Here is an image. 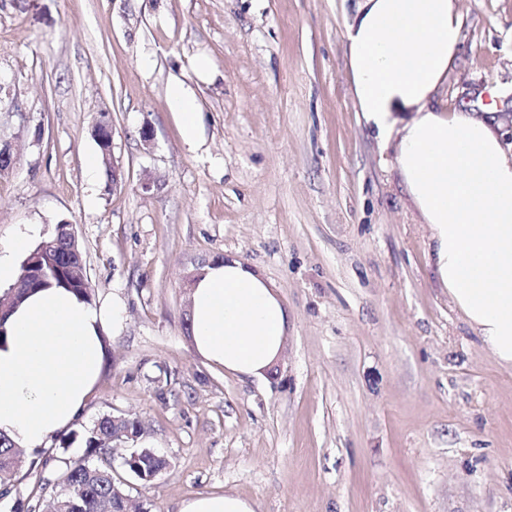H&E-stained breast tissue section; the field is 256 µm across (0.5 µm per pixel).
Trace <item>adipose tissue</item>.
Instances as JSON below:
<instances>
[{
  "label": "adipose tissue",
  "mask_w": 512,
  "mask_h": 512,
  "mask_svg": "<svg viewBox=\"0 0 512 512\" xmlns=\"http://www.w3.org/2000/svg\"><path fill=\"white\" fill-rule=\"evenodd\" d=\"M346 40L358 108L381 139L396 142L438 280L512 368V154L490 122L433 104L463 40L455 0H361ZM168 104L185 144L196 146L193 94L172 84ZM402 108L413 117L398 127L392 114ZM190 299V340L211 366L253 379L277 361L288 310L262 275L218 261L196 276ZM124 320L120 301L97 306L63 288L19 305L0 339V432L24 448L46 447L83 406L102 372L105 333Z\"/></svg>",
  "instance_id": "1"
}]
</instances>
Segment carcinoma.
<instances>
[{
  "label": "carcinoma",
  "instance_id": "cac0c4a2",
  "mask_svg": "<svg viewBox=\"0 0 512 512\" xmlns=\"http://www.w3.org/2000/svg\"><path fill=\"white\" fill-rule=\"evenodd\" d=\"M44 243L52 244V248L44 249ZM34 258L41 264L40 275L32 278L19 273L21 287H13L0 296L1 301L10 303V308L21 304L31 292L52 287L69 289L91 301L87 274L77 276L73 272L83 259L78 239L56 232L30 250L24 262ZM77 437L85 445V457L79 461L48 456L44 450L34 451L26 460L18 445L0 433V498L10 495L20 476L36 473L40 496L55 495L72 503L69 512H126L130 498L112 469V415H103L92 427L73 432L72 438ZM167 466L166 459L142 444L127 451L122 462V470L142 482L152 481Z\"/></svg>",
  "mask_w": 512,
  "mask_h": 512
}]
</instances>
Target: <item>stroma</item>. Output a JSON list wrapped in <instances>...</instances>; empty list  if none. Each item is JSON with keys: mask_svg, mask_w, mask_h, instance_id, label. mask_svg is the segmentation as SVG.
<instances>
[{"mask_svg": "<svg viewBox=\"0 0 512 512\" xmlns=\"http://www.w3.org/2000/svg\"><path fill=\"white\" fill-rule=\"evenodd\" d=\"M359 0H0V243L70 222L121 331L72 430L130 413L170 466L128 479L147 512L232 493L257 512H512V369L453 304L394 142L358 110ZM436 90L512 150V0H457ZM180 82L201 114L189 148ZM114 167L88 176L92 127ZM151 141H143V131ZM260 271L288 308L261 379L204 363L190 288L208 262ZM168 104L180 123L185 144L194 148L198 138V112L193 94L182 83H174L168 90ZM94 135L98 142L101 145V148L98 144V147L103 153L102 157L106 165H110L111 156H112V124L106 118V116H99L94 124Z\"/></svg>", "mask_w": 512, "mask_h": 512, "instance_id": "obj_1", "label": "stroma"}]
</instances>
